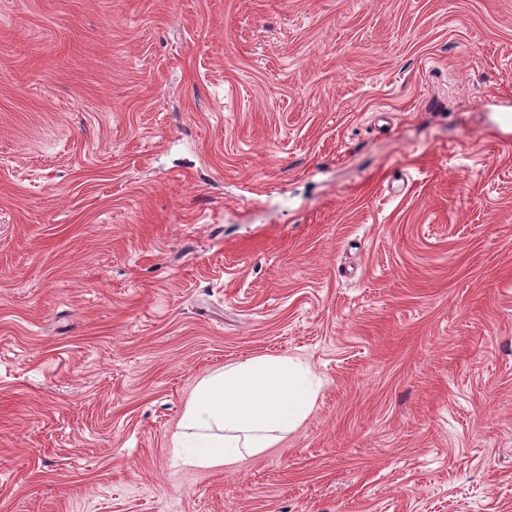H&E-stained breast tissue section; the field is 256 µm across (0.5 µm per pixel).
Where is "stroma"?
<instances>
[{
    "instance_id": "obj_1",
    "label": "stroma",
    "mask_w": 512,
    "mask_h": 512,
    "mask_svg": "<svg viewBox=\"0 0 512 512\" xmlns=\"http://www.w3.org/2000/svg\"><path fill=\"white\" fill-rule=\"evenodd\" d=\"M0 512H512V0H0ZM317 394L308 367L291 356L224 366L196 386L173 437V454L199 468L259 456L301 425Z\"/></svg>"
}]
</instances>
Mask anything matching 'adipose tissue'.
I'll return each mask as SVG.
<instances>
[{
  "label": "adipose tissue",
  "instance_id": "obj_1",
  "mask_svg": "<svg viewBox=\"0 0 512 512\" xmlns=\"http://www.w3.org/2000/svg\"><path fill=\"white\" fill-rule=\"evenodd\" d=\"M317 394L307 366L291 356L227 365L196 386L173 437V454L199 468L261 455L301 425Z\"/></svg>",
  "mask_w": 512,
  "mask_h": 512
}]
</instances>
